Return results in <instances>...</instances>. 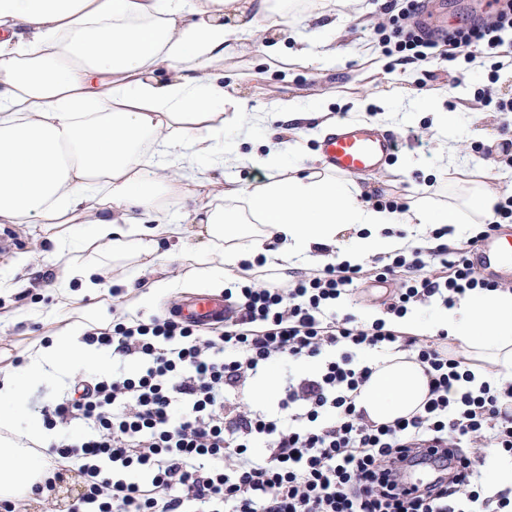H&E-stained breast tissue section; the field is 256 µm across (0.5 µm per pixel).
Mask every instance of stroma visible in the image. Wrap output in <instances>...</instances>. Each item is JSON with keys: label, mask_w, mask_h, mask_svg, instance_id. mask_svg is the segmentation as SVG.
I'll return each instance as SVG.
<instances>
[{"label": "stroma", "mask_w": 512, "mask_h": 512, "mask_svg": "<svg viewBox=\"0 0 512 512\" xmlns=\"http://www.w3.org/2000/svg\"><path fill=\"white\" fill-rule=\"evenodd\" d=\"M336 19L342 28L340 41L345 49L336 61L319 66L300 63V50L307 49L321 55L327 50L317 30L310 21L317 5L315 0H294L292 12L295 24L287 26L279 37L276 51H269L266 40L252 33H241L230 58L224 62L228 72L246 71L250 78L243 97L248 110L254 112L276 111L280 101L294 99L302 107L314 106L326 100L333 117L339 122L354 119V101L365 103V112L372 124L397 137L399 149L391 159L392 165L407 162L410 170L398 190L388 188L393 175L390 167L372 175L378 190L389 191L392 200H406L424 195L425 191L438 193L458 192L471 182L492 180L501 189L512 190V175L502 172L499 151L512 140V121L499 120L492 127L497 153H489L485 142L476 137L480 125L479 115L488 105L479 92L490 88L493 98L512 97V73L499 70L492 58H483L480 68H473L463 60L447 57V46H439L438 56L429 63L397 66L395 61L380 51L370 48L367 32L383 21V5L400 10L402 0H335ZM447 88L448 95L441 100L443 110L454 116L456 150L452 158L440 157L437 139L431 129L432 116L419 101L420 94H430ZM9 233L11 242L0 241V279L20 282L29 278L34 268H41L40 286L37 289L14 291L0 288V369L12 367L15 359L27 358L46 337L61 332L66 322L55 314L52 304V283L62 273L61 267L49 263L45 252L50 245L42 237L36 224H7L0 228ZM383 259L365 264V276L357 284L354 296L346 297L338 306V313L364 316L370 311H380L393 287L392 282L374 275ZM113 271L104 266L100 271L101 289L89 292L77 290V308H92L99 314L95 325L111 326L117 316L128 314L146 320L165 314L178 304V293L162 298L154 307L131 309L136 291L126 287L111 290ZM130 359L111 358L100 371L82 369L71 378H52L41 386L26 390L23 395L27 413L38 414L43 405L60 400L68 387L69 379H93L125 368L136 369Z\"/></svg>", "instance_id": "1"}]
</instances>
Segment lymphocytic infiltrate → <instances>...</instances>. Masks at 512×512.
<instances>
[{
	"mask_svg": "<svg viewBox=\"0 0 512 512\" xmlns=\"http://www.w3.org/2000/svg\"><path fill=\"white\" fill-rule=\"evenodd\" d=\"M420 0L407 3L368 34L373 46L399 61L433 58V33L414 20ZM512 31V0L494 15L450 30L445 39L464 62L492 54ZM433 251L442 270L427 272L419 250L400 254L383 275L408 268L387 312L404 317L410 306L439 300L450 306L473 292L497 289L476 278L469 238L449 244L447 227L435 229ZM361 274L360 267L327 264L288 287L272 282L225 289L224 328L213 336L172 316L122 319L111 329L85 331L88 345L139 357L133 373L78 380L72 396L47 409L56 427L74 419L88 427L81 441L51 445L57 470L34 487L53 491L61 469L84 477L71 512H512V496L487 495L480 466L493 448L512 456V382L466 389L468 364L449 356L447 332L432 340L403 336L378 319L359 323L330 309ZM343 346L340 359H324L314 377L287 382L284 421L244 405L228 404L238 388L276 359L322 357ZM363 348L409 352L429 378L428 397L408 417L378 423L357 410L353 392L370 366L355 362ZM440 473L425 487L404 481L425 453Z\"/></svg>",
	"mask_w": 512,
	"mask_h": 512,
	"instance_id": "f902f5d3",
	"label": "lymphocytic infiltrate"
}]
</instances>
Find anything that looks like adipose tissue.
<instances>
[{
	"mask_svg": "<svg viewBox=\"0 0 512 512\" xmlns=\"http://www.w3.org/2000/svg\"><path fill=\"white\" fill-rule=\"evenodd\" d=\"M290 0H0V224H38L64 261L57 307L72 284L98 288L104 258L140 259L149 271L134 306L174 288H223L245 263L287 270L300 261L363 264L408 252L432 225L456 228L494 218L501 192L482 183L462 204L431 198L392 211L370 187L321 166L282 175L283 149L302 130L325 136L329 111L295 101L261 116L263 151L224 145V106L250 119L224 79L240 30L275 36ZM248 166L250 182L224 176ZM92 260H83V252ZM186 256L181 275L173 255ZM407 332L447 330L451 355L512 374V290L474 292L450 308L404 316ZM102 352L54 336L0 378V500L31 496L45 470L41 447L55 431L29 422L11 433L22 394L56 375L100 366ZM356 406L376 422L414 413L428 394L423 367L398 352L373 361Z\"/></svg>",
	"mask_w": 512,
	"mask_h": 512,
	"instance_id": "adipose-tissue-1",
	"label": "adipose tissue"
}]
</instances>
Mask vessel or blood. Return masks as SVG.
<instances>
[{
	"label": "vessel or blood",
	"mask_w": 512,
	"mask_h": 512,
	"mask_svg": "<svg viewBox=\"0 0 512 512\" xmlns=\"http://www.w3.org/2000/svg\"><path fill=\"white\" fill-rule=\"evenodd\" d=\"M397 148L396 137L372 125L340 123L326 136L321 153L332 172L366 176L381 170ZM476 254L497 277L512 279V237L492 232L480 242ZM223 311V305L201 296L188 300L181 314L187 319L206 323Z\"/></svg>",
	"instance_id": "b4317fda"
}]
</instances>
